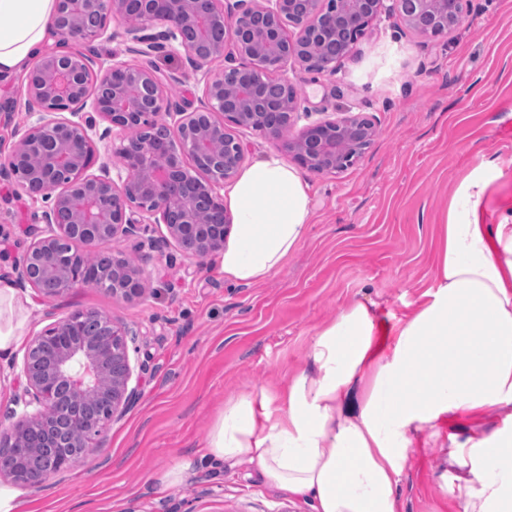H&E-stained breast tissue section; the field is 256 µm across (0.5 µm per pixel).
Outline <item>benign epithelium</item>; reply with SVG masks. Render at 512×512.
<instances>
[{"label":"benign epithelium","mask_w":512,"mask_h":512,"mask_svg":"<svg viewBox=\"0 0 512 512\" xmlns=\"http://www.w3.org/2000/svg\"><path fill=\"white\" fill-rule=\"evenodd\" d=\"M464 0H58L53 25L58 46L40 56L26 75L22 129L0 178L46 206L32 216V241L14 264L15 283L50 301L75 286L117 297L142 295L143 272L123 263L91 265L103 240L139 237L164 227L163 238L188 257L224 251L232 218L224 209V184L233 180L246 145L239 132L259 130L285 140L291 159L315 172L339 171L357 161L375 137V124L358 113L331 117L300 108L288 66L327 75L381 15L397 14L424 35L462 23ZM126 25L109 31L110 19ZM163 30L155 31L157 26ZM215 28L232 34L211 40ZM121 38L140 63L96 64L72 49ZM336 42V59L317 62L322 43ZM184 52L186 71L164 75L148 62L159 53ZM220 59L221 71L209 64ZM202 73V96L189 110L166 94L187 72ZM320 118L296 128L299 112ZM105 122L100 127L99 122ZM163 129L136 143L129 132ZM122 135L112 164L97 143ZM224 149L215 150L216 144ZM82 248H77L76 244ZM125 322L98 311L74 312L34 336L20 375L34 412L0 430V475L30 488L26 453L41 431L52 475L97 447L106 420L122 417L139 398L131 384ZM104 398L105 417L87 418L84 406Z\"/></svg>","instance_id":"7a95c632"}]
</instances>
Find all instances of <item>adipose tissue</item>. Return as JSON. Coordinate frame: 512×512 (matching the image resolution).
I'll return each mask as SVG.
<instances>
[{"mask_svg": "<svg viewBox=\"0 0 512 512\" xmlns=\"http://www.w3.org/2000/svg\"><path fill=\"white\" fill-rule=\"evenodd\" d=\"M56 9L57 0H0V79L27 70ZM493 179L480 167L456 191L432 280L388 341L377 336L374 302L351 299L314 334L307 369L283 392L225 403L209 456L248 462L314 512H404L409 451L430 439L463 512H512V205L485 222L480 202ZM224 204L233 233L222 269L237 283L281 267L313 216L308 182L274 154L242 169ZM25 311L0 280V355L24 343Z\"/></svg>", "mask_w": 512, "mask_h": 512, "instance_id": "obj_1", "label": "adipose tissue"}]
</instances>
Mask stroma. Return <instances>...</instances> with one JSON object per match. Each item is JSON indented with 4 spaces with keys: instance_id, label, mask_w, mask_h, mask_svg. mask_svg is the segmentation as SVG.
<instances>
[{
    "instance_id": "35a3bbf8",
    "label": "stroma",
    "mask_w": 512,
    "mask_h": 512,
    "mask_svg": "<svg viewBox=\"0 0 512 512\" xmlns=\"http://www.w3.org/2000/svg\"><path fill=\"white\" fill-rule=\"evenodd\" d=\"M308 106L361 112L376 125L365 154L333 173H307L314 214L308 233L263 282L224 279L222 256H183L162 240L103 241L143 270L147 288L127 300L78 286L53 302L22 289L26 334L78 310L99 311L137 330L131 352L141 395L106 423L87 458L32 489L7 477L18 512H311L265 486L248 464L203 467L188 482L157 476L184 456L203 454L224 404L243 392L284 390L307 361L314 333L345 301L377 303L381 333L408 312L434 273L438 227L451 199L477 167L498 177L482 203L494 220L512 199V0H470L464 22L426 36L398 15L368 27L336 72L318 78L289 69ZM25 77L0 82V158L24 125ZM43 201L16 196L0 180V279L29 245L30 216ZM23 350L0 359V427L24 413L12 371ZM445 456L412 449L400 484L405 512H460L442 490Z\"/></svg>"
}]
</instances>
